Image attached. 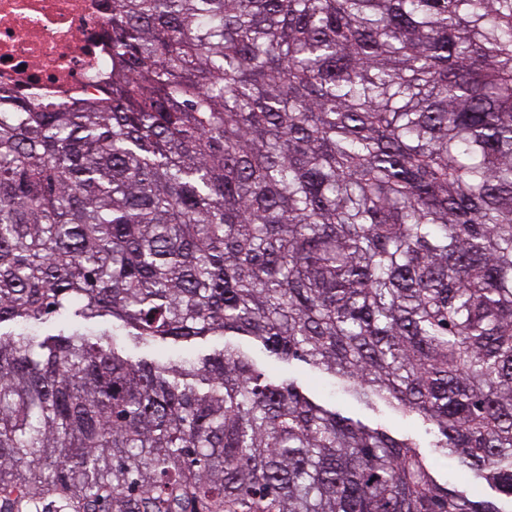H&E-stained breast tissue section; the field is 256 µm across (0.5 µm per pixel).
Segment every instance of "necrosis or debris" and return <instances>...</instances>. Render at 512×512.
<instances>
[{
    "instance_id": "necrosis-or-debris-1",
    "label": "necrosis or debris",
    "mask_w": 512,
    "mask_h": 512,
    "mask_svg": "<svg viewBox=\"0 0 512 512\" xmlns=\"http://www.w3.org/2000/svg\"><path fill=\"white\" fill-rule=\"evenodd\" d=\"M112 0H0V90L49 110L105 97Z\"/></svg>"
}]
</instances>
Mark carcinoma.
Here are the masks:
<instances>
[{
	"label": "carcinoma",
	"mask_w": 512,
	"mask_h": 512,
	"mask_svg": "<svg viewBox=\"0 0 512 512\" xmlns=\"http://www.w3.org/2000/svg\"><path fill=\"white\" fill-rule=\"evenodd\" d=\"M109 39L105 99L0 111V512H512V0H112ZM260 356L266 362L273 364L277 372L285 377H288V370L290 369L292 376L302 377L309 388L317 393L328 395L332 390V386L328 379L318 374L311 373L308 368L302 364H293L288 369V365L278 363L270 358L268 359L263 353H261Z\"/></svg>",
	"instance_id": "1"
}]
</instances>
